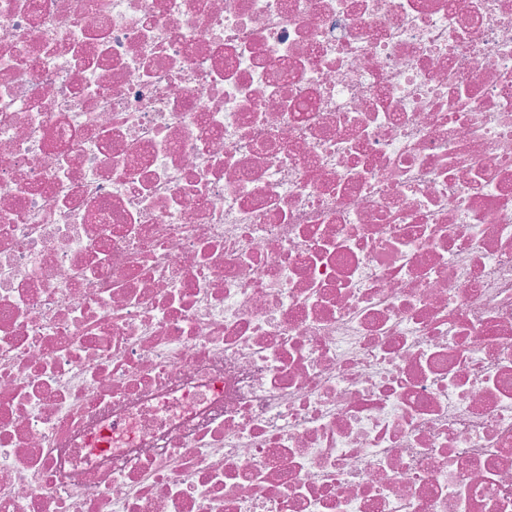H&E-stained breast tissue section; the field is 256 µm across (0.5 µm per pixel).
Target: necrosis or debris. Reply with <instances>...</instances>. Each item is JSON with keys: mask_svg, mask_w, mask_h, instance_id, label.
I'll use <instances>...</instances> for the list:
<instances>
[{"mask_svg": "<svg viewBox=\"0 0 512 512\" xmlns=\"http://www.w3.org/2000/svg\"><path fill=\"white\" fill-rule=\"evenodd\" d=\"M0 512H512V0H0Z\"/></svg>", "mask_w": 512, "mask_h": 512, "instance_id": "obj_1", "label": "necrosis or debris"}]
</instances>
